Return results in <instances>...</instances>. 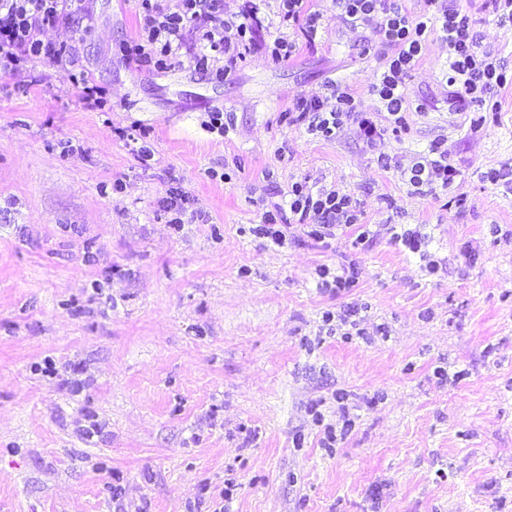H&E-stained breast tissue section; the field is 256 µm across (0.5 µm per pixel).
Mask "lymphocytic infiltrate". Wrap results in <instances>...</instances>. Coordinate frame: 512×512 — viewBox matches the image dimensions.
<instances>
[{
  "label": "lymphocytic infiltrate",
  "instance_id": "obj_1",
  "mask_svg": "<svg viewBox=\"0 0 512 512\" xmlns=\"http://www.w3.org/2000/svg\"><path fill=\"white\" fill-rule=\"evenodd\" d=\"M141 27L137 39L125 48L128 59L159 71L170 67L182 51H189L196 70H214L224 76L236 68L246 54L257 50L256 34L262 26L255 0H244L240 10L226 14L224 0H180L178 10L169 12L157 0H139ZM350 27H373L388 47L394 48L386 71L377 77L373 90L387 112L378 121L357 111L353 96L333 90L331 96L296 97L288 120L305 124L307 131L323 139L340 135L345 121H353L359 137L374 146L387 129L401 130L406 122V77L421 52L426 22L410 19L391 7L389 0H335ZM91 17L89 0H0V74H13L22 64L46 60L59 71L70 73L78 62L76 46L43 39L46 28ZM441 40L448 47V103L456 109L485 105L493 87L512 85V73L497 60L493 50L483 47L473 35L474 20L466 10L449 4L437 18ZM409 183L448 187L459 175L449 163L444 141H432L427 153L401 167ZM288 202L266 206L262 230L280 240L283 210H290L296 223L309 227L315 238L332 235L339 226H353L362 216L356 200L340 189L293 182Z\"/></svg>",
  "mask_w": 512,
  "mask_h": 512
}]
</instances>
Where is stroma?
<instances>
[{
    "mask_svg": "<svg viewBox=\"0 0 512 512\" xmlns=\"http://www.w3.org/2000/svg\"><path fill=\"white\" fill-rule=\"evenodd\" d=\"M460 5L512 71V25ZM89 6L91 27L44 33L78 38L82 82L48 62L0 75V512H512V195L479 178L512 158V87L491 91L500 111L449 110L435 33L403 132L325 140L288 122L293 98L334 83L380 111L392 55L333 0H311L317 36L293 30L283 59L262 0L263 49L220 79L185 56L138 68L135 0ZM438 138L459 176L410 186L398 163ZM297 180L357 199L368 244L353 226L264 238V204ZM176 188L205 223L168 224ZM346 312L350 337L324 320Z\"/></svg>",
    "mask_w": 512,
    "mask_h": 512,
    "instance_id": "1",
    "label": "stroma"
}]
</instances>
